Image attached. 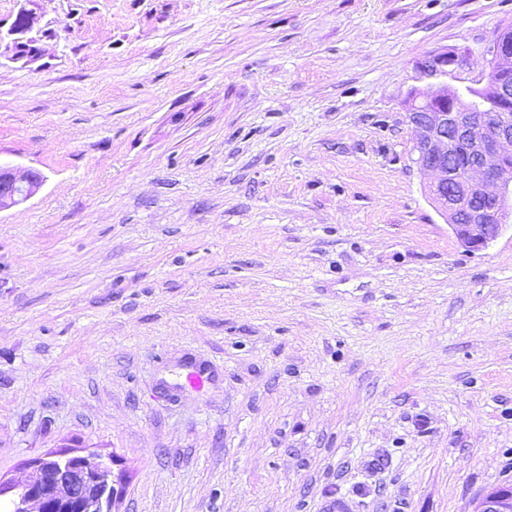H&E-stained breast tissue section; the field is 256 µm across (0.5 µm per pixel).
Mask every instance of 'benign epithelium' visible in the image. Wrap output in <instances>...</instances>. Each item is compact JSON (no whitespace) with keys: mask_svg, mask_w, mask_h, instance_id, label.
<instances>
[{"mask_svg":"<svg viewBox=\"0 0 512 512\" xmlns=\"http://www.w3.org/2000/svg\"><path fill=\"white\" fill-rule=\"evenodd\" d=\"M34 17L21 13L10 32L16 56L33 58L38 49L19 36ZM499 79L484 86L491 106L466 101L445 78L465 62L456 53L426 56L418 65L432 82L413 94L406 112L414 134L413 163L436 179L429 197L457 240L480 251L512 226V28L497 32L483 51ZM43 176L33 168L0 163V211L33 197ZM122 477L102 461L64 453L55 471L33 466L9 488L8 512H111ZM475 512H512V486L489 490Z\"/></svg>","mask_w":512,"mask_h":512,"instance_id":"obj_1","label":"benign epithelium"}]
</instances>
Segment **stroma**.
<instances>
[{"label": "stroma", "instance_id": "stroma-1", "mask_svg": "<svg viewBox=\"0 0 512 512\" xmlns=\"http://www.w3.org/2000/svg\"><path fill=\"white\" fill-rule=\"evenodd\" d=\"M33 12L37 60L9 33ZM512 0H0V483L72 452L115 512H474L512 484V233L412 161L419 62ZM196 366L209 381L185 382ZM43 176L33 168L0 162V211L33 197L43 185Z\"/></svg>", "mask_w": 512, "mask_h": 512}]
</instances>
